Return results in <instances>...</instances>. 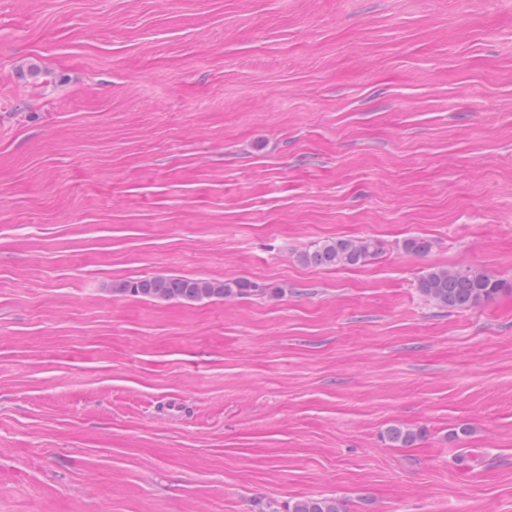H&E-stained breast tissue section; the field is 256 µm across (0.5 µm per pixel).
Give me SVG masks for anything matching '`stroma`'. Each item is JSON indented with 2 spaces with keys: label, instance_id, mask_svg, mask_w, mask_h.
<instances>
[{
  "label": "stroma",
  "instance_id": "obj_1",
  "mask_svg": "<svg viewBox=\"0 0 512 512\" xmlns=\"http://www.w3.org/2000/svg\"><path fill=\"white\" fill-rule=\"evenodd\" d=\"M320 496L512 512V0H0V512ZM383 244L371 238L337 237L320 241L302 251L297 259L311 266L353 267L383 252ZM421 294L442 311L471 309L495 298L499 279L473 267H429L418 281ZM258 290L257 285L243 279L219 281L181 276H146L132 281H120L112 288L117 295L187 302L244 296ZM385 437L393 446L409 447L423 438V431L404 425H391L386 430Z\"/></svg>",
  "mask_w": 512,
  "mask_h": 512
}]
</instances>
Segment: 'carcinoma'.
Listing matches in <instances>:
<instances>
[{"label":"carcinoma","mask_w":512,"mask_h":512,"mask_svg":"<svg viewBox=\"0 0 512 512\" xmlns=\"http://www.w3.org/2000/svg\"><path fill=\"white\" fill-rule=\"evenodd\" d=\"M431 242L420 236L403 240L401 249L423 257L431 251ZM383 252V244L371 238L338 237L320 241L298 255V260L311 266L353 267ZM421 294L442 311L471 309L495 298L502 290L500 280L473 267L432 266L418 281ZM117 295L140 296L157 300L195 302L203 299L229 298L259 291L250 281L187 278L181 276H146L113 285ZM386 439L396 447H409L423 438V431L404 425H392ZM288 512H345L344 504L335 498H303L288 505Z\"/></svg>","instance_id":"cac0c4a2"}]
</instances>
